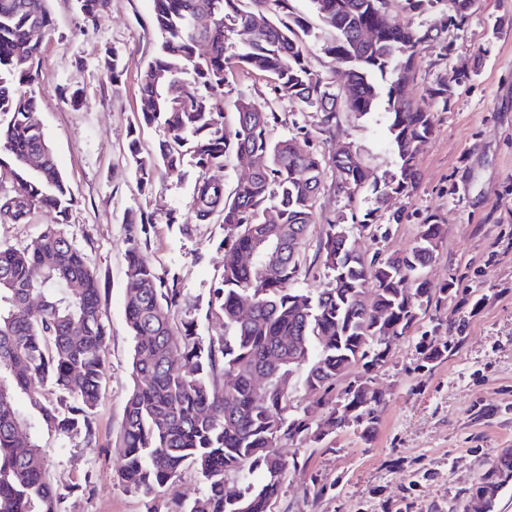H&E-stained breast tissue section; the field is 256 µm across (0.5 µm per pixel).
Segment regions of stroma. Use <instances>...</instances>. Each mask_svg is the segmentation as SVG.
<instances>
[{
	"mask_svg": "<svg viewBox=\"0 0 512 512\" xmlns=\"http://www.w3.org/2000/svg\"><path fill=\"white\" fill-rule=\"evenodd\" d=\"M311 34L309 64L325 81L341 66L322 46L334 32L309 0H291ZM54 28L42 38L40 77L34 87L36 118L66 178L76 205L69 230L100 282L101 308L110 329L105 350L108 376L96 407L94 445L83 434L43 431L55 483L82 481L65 512H145V499L115 476L112 454L122 432L132 386L133 342L126 325L124 285L130 226L128 213L153 217L143 258L163 278H177L181 301L176 322L194 320L202 337L219 334L209 315L221 284L225 232L221 215L198 221L191 210L199 170L192 158L180 169L161 171L151 189L139 190L127 144L138 135L152 152L163 131L138 121L139 77L162 41L152 0H109L106 14L91 20L76 0H51ZM448 48H420L411 96L433 112L435 132L419 150V182L409 196L377 209L373 184L396 170L383 112L357 117L341 110L332 131L320 113L301 111L278 96L267 78L240 73L224 88V103L245 96L270 102L278 118L275 137L304 126L308 149L330 156L351 144L369 180L354 194L325 185L315 222L302 247L296 287L315 291L327 281L321 242L329 223L345 225L365 259L411 250L422 224L436 217L443 239L423 271L433 288L454 283L457 293L428 308L383 362L354 365L333 384L326 402L307 389L302 376L290 388V413L323 425L346 383L369 380L382 395L376 430L362 439L346 426L320 443L301 436L283 443L282 455L297 458L276 501V512H463L469 489L506 451H512V0H477L467 23L449 28ZM124 65L111 81L105 51ZM462 80L448 101L430 97L444 70ZM399 223L388 220L391 212ZM451 342L447 358L428 363L422 341ZM318 485L329 493L315 495Z\"/></svg>",
	"mask_w": 512,
	"mask_h": 512,
	"instance_id": "obj_1",
	"label": "stroma"
}]
</instances>
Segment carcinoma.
Wrapping results in <instances>:
<instances>
[{"label":"carcinoma","instance_id":"obj_1","mask_svg":"<svg viewBox=\"0 0 512 512\" xmlns=\"http://www.w3.org/2000/svg\"><path fill=\"white\" fill-rule=\"evenodd\" d=\"M49 2L0 0V218L27 224L37 210L54 214V223L29 243L0 244V512H64L70 495L90 486L89 474L82 485L51 481L36 431L82 432L92 443L108 372L99 279L62 228L75 199L35 118L41 42L28 31L51 30ZM388 2L310 0L335 31L323 50L344 67L348 88L340 99L334 83L309 68V45L298 34L304 19L289 0H153L162 42L141 74L139 121L161 126L165 138L146 154L139 139L131 138L128 159L137 184L146 189L161 169L174 170L191 156L200 170L191 206L200 221L222 214L227 244L218 304L210 309L221 332L205 339L192 320L174 333L181 298L177 278L161 280L141 258L138 235L130 237L125 317L134 341L133 386L113 453L118 481L146 498V512H163L158 495L187 468L200 474L203 489L176 504L175 512H270L288 470L297 465L279 453V444L310 432L304 418L288 416L281 380L300 372L307 389L328 391L353 365L378 363L423 309L453 292L449 286L435 292L422 277L442 238V225L432 216L411 250L370 262L355 252L343 225H328L321 246L329 281L314 294L294 287L326 165L334 169L336 189L348 195L365 182V169L335 152L325 160L295 137L275 138L276 113L242 96L233 102L235 127L228 130L222 123L219 95L239 71L270 78L300 109L321 113L327 130L341 109L365 116L385 94L397 171L379 191L377 204L393 194L411 195L419 145L435 130L433 113L415 107L409 96L419 48L433 42L448 55V27L465 25L473 0H402L404 9L416 14L446 7L444 24L423 32L393 21ZM77 4L95 20L108 0ZM367 29L375 31V39H363ZM103 67L114 82L124 71L109 52ZM387 73L393 81L385 93L377 76ZM456 81L445 72L429 93L446 104ZM246 153L263 158L262 168L237 182L231 194L206 177L224 158ZM271 211L276 225L267 220ZM276 243L283 251L278 268L241 261L242 253ZM370 288L374 300L366 307L361 296ZM247 298L253 310L245 317L239 305ZM449 351L446 342L422 344L427 362ZM258 374L265 377L259 392ZM230 375L235 382L227 390ZM19 390L37 413L27 435L17 431L23 421L15 404ZM342 395L341 414L331 412L329 432L315 440L335 433L347 415L363 426L364 435L374 430L377 392L357 381ZM230 474L241 483L234 500L224 491ZM511 482L510 452L471 488L473 512H493L500 490Z\"/></svg>","mask_w":512,"mask_h":512}]
</instances>
